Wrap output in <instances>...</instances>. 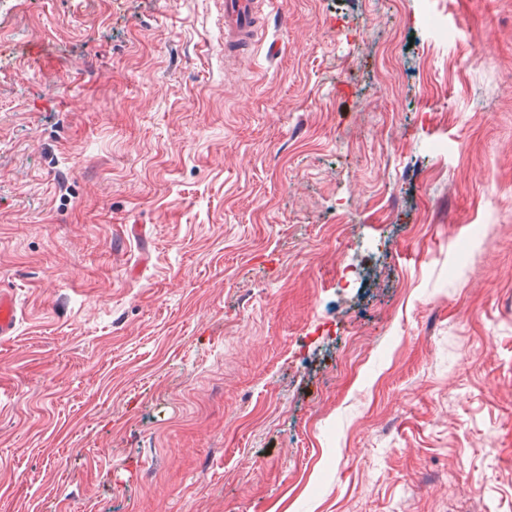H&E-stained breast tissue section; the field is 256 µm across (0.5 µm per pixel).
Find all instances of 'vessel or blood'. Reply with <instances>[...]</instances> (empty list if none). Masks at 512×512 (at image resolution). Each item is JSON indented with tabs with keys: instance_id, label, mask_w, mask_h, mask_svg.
<instances>
[{
	"instance_id": "vessel-or-blood-1",
	"label": "vessel or blood",
	"mask_w": 512,
	"mask_h": 512,
	"mask_svg": "<svg viewBox=\"0 0 512 512\" xmlns=\"http://www.w3.org/2000/svg\"><path fill=\"white\" fill-rule=\"evenodd\" d=\"M261 0H224V57L239 60L249 53L265 24ZM16 304L9 290L0 289V338L11 335Z\"/></svg>"
}]
</instances>
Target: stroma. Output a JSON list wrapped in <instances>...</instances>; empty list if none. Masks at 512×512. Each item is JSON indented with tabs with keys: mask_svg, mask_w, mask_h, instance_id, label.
Segmentation results:
<instances>
[{
	"mask_svg": "<svg viewBox=\"0 0 512 512\" xmlns=\"http://www.w3.org/2000/svg\"><path fill=\"white\" fill-rule=\"evenodd\" d=\"M431 8L0 0V512H512V0ZM261 0H224V58L239 60L249 53L265 24ZM16 304L13 294L0 289V338L11 336L16 323Z\"/></svg>",
	"mask_w": 512,
	"mask_h": 512,
	"instance_id": "35a3bbf8",
	"label": "stroma"
}]
</instances>
